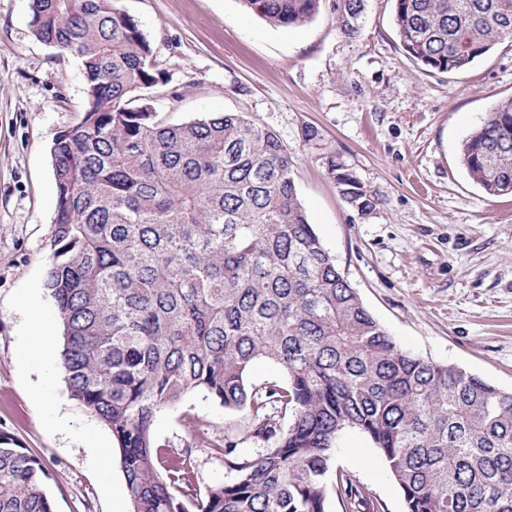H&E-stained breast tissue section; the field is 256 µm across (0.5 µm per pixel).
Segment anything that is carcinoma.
<instances>
[{
	"mask_svg": "<svg viewBox=\"0 0 512 512\" xmlns=\"http://www.w3.org/2000/svg\"><path fill=\"white\" fill-rule=\"evenodd\" d=\"M243 2L289 27L322 0ZM329 5L356 36L366 0ZM29 17L38 41L81 62L82 116L50 150L46 288L69 396L112 432L131 512H327L332 494L375 512L334 470L346 430L378 449L407 512H512V392L397 344L310 224L278 134L240 112L163 124L148 91L166 72L116 0H29ZM394 24L413 61L461 71L512 40V0H395ZM323 160L343 199L372 213L376 195ZM461 164L487 193L512 194V99L470 133ZM259 360L285 380L250 383ZM198 392L246 421L221 441L194 434L168 462L157 414ZM260 436L273 445L240 451ZM196 448L233 478L200 489ZM49 479L0 432V512H54Z\"/></svg>",
	"mask_w": 512,
	"mask_h": 512,
	"instance_id": "1",
	"label": "carcinoma"
}]
</instances>
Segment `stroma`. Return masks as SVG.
<instances>
[{"label":"stroma","mask_w":512,"mask_h":512,"mask_svg":"<svg viewBox=\"0 0 512 512\" xmlns=\"http://www.w3.org/2000/svg\"><path fill=\"white\" fill-rule=\"evenodd\" d=\"M179 90L154 92L159 119L179 124L241 112L276 131L295 161L298 197L363 304L405 350L512 391V196H491L460 164L464 141L512 98V43L462 72L425 70L397 36L394 0H367L358 36L329 6L302 26H275L242 0H119ZM76 55L39 42L28 0H0V431L40 458L55 512H130L111 431L72 400L63 373L45 382L29 349V299L52 333L45 287L56 191L50 147L84 108ZM315 140H306V128ZM335 153L376 192L359 215L322 156ZM43 387L45 402L31 396ZM243 416L203 395L163 411L159 440L180 451L194 430L220 438ZM338 466L377 512H406L370 439L346 431Z\"/></svg>","instance_id":"1"}]
</instances>
